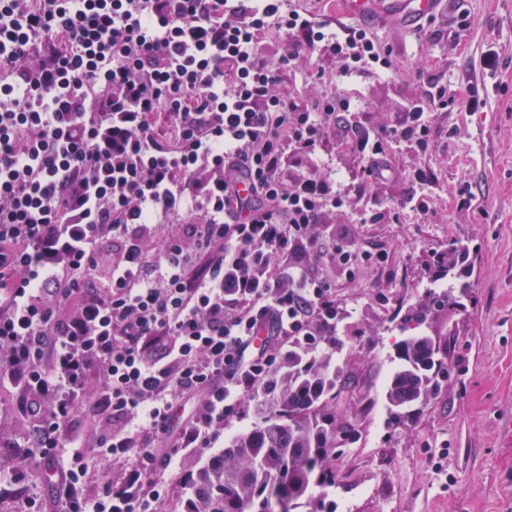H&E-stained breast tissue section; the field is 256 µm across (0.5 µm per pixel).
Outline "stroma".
Wrapping results in <instances>:
<instances>
[{
	"label": "stroma",
	"mask_w": 512,
	"mask_h": 512,
	"mask_svg": "<svg viewBox=\"0 0 512 512\" xmlns=\"http://www.w3.org/2000/svg\"><path fill=\"white\" fill-rule=\"evenodd\" d=\"M461 11L470 19L464 30L451 25ZM426 27L433 39L372 26L390 53L389 69L340 78L335 60L313 54L284 68L278 85L281 95L308 101L342 94L374 131L394 125L421 95L418 67L449 94L478 100L470 112L434 113L427 151L392 143L393 178L367 181L361 158L341 147L331 126L301 161L346 184L344 215L318 229L319 264L344 314L339 362L352 376L336 401L337 415L354 428L330 460L336 512H512V0H446ZM418 167L435 175L430 213L407 210L396 224L366 223L377 206L418 192L410 177ZM452 243L469 251L473 288L464 310L429 324L448 347V377L413 423L395 427L382 389L398 313L427 289L447 287L434 279L433 263ZM337 244L383 250L388 260L379 270L359 266L349 278L327 257Z\"/></svg>",
	"instance_id": "obj_1"
}]
</instances>
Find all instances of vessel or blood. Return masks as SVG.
<instances>
[{"instance_id":"vessel-or-blood-1","label":"vessel or blood","mask_w":512,"mask_h":512,"mask_svg":"<svg viewBox=\"0 0 512 512\" xmlns=\"http://www.w3.org/2000/svg\"><path fill=\"white\" fill-rule=\"evenodd\" d=\"M444 0H345L346 13L359 23L395 22L400 29L417 32L436 14Z\"/></svg>"}]
</instances>
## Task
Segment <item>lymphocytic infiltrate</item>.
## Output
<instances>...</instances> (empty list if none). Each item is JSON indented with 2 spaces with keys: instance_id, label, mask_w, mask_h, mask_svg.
Listing matches in <instances>:
<instances>
[{
  "instance_id": "1",
  "label": "lymphocytic infiltrate",
  "mask_w": 512,
  "mask_h": 512,
  "mask_svg": "<svg viewBox=\"0 0 512 512\" xmlns=\"http://www.w3.org/2000/svg\"><path fill=\"white\" fill-rule=\"evenodd\" d=\"M269 32L290 47L275 62ZM309 51L342 76L390 66L293 0H0V390L24 434L0 500L32 512L24 459L62 456V512H162L179 399L180 446L212 448L296 337L335 331L307 256L343 184L287 159L331 124L391 176L389 141L427 151L452 99L431 84L397 125L345 127V97L276 92Z\"/></svg>"
}]
</instances>
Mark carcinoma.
<instances>
[{"mask_svg": "<svg viewBox=\"0 0 512 512\" xmlns=\"http://www.w3.org/2000/svg\"><path fill=\"white\" fill-rule=\"evenodd\" d=\"M465 248L443 255L442 272H456L448 290L429 291L403 317L411 332L395 344L384 387L389 422L412 419L448 376L444 346L423 330L430 315L461 305L468 284L460 281ZM334 334L302 336L288 348L262 389L259 417L224 441L220 455L199 468L185 512H336L330 489L336 473L330 457L353 431L329 406L351 376L334 359Z\"/></svg>", "mask_w": 512, "mask_h": 512, "instance_id": "cac0c4a2", "label": "carcinoma"}]
</instances>
